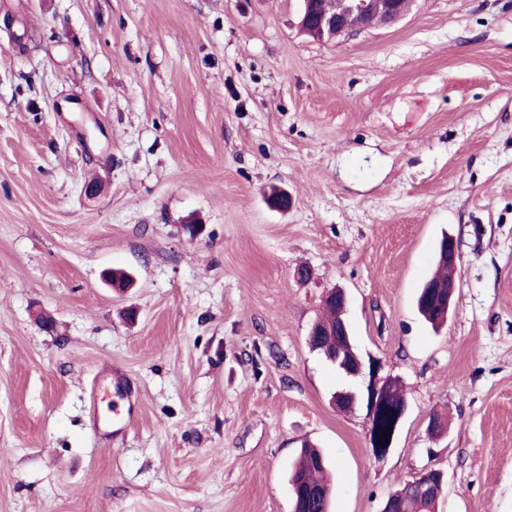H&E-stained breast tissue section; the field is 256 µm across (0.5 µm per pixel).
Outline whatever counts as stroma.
Instances as JSON below:
<instances>
[{
	"label": "stroma",
	"mask_w": 512,
	"mask_h": 512,
	"mask_svg": "<svg viewBox=\"0 0 512 512\" xmlns=\"http://www.w3.org/2000/svg\"><path fill=\"white\" fill-rule=\"evenodd\" d=\"M300 8L0 0V512H291L306 441L331 512L427 468L439 512H512V0H414L333 41ZM445 234L435 332L415 297ZM336 286L406 389L380 460L308 344ZM105 364L138 405L108 443ZM446 242L448 243V246L439 254V260L442 263L438 261L436 271L425 282V284L428 283L429 285L441 286L445 284L447 285L448 283L453 284V272L457 265L458 249L455 240L448 239L447 237L441 240L439 249H443ZM424 285L421 288L417 298V307L423 318L432 326L437 327L447 321V311L449 310L450 300L454 290V284L452 286V292L449 294L448 290L451 289L434 288L428 286L424 288ZM442 300H444L445 303H443Z\"/></svg>",
	"instance_id": "35a3bbf8"
}]
</instances>
